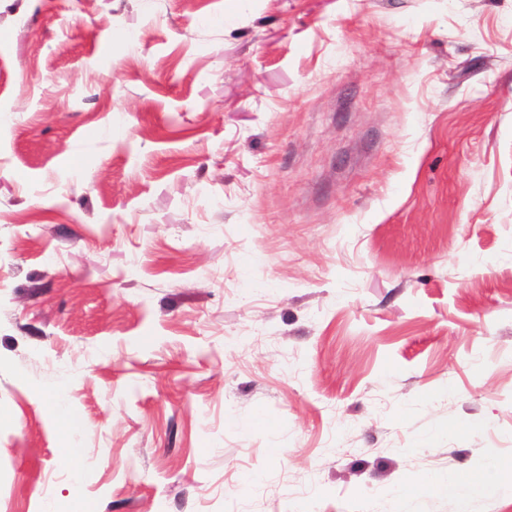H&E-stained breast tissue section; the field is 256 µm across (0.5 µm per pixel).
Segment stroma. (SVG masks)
<instances>
[{
    "label": "stroma",
    "mask_w": 512,
    "mask_h": 512,
    "mask_svg": "<svg viewBox=\"0 0 512 512\" xmlns=\"http://www.w3.org/2000/svg\"><path fill=\"white\" fill-rule=\"evenodd\" d=\"M461 507L512 512V0H0V512ZM57 405L59 404L53 406V411L55 415L63 421V427L70 436V439L64 444L63 448H60V453L64 458L75 462L80 457V448L71 444V438L74 433L73 431L78 427L75 420H73L68 413L60 410Z\"/></svg>",
    "instance_id": "35a3bbf8"
}]
</instances>
